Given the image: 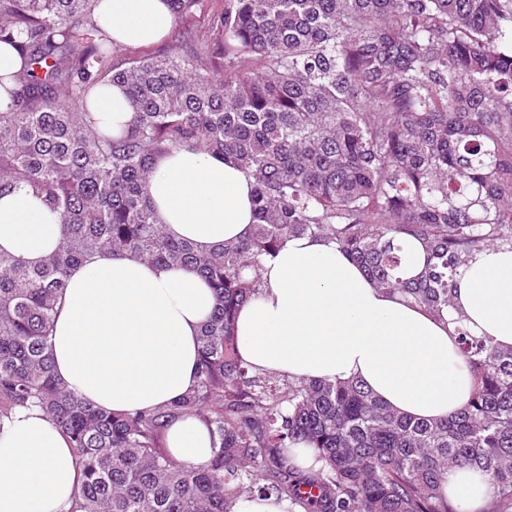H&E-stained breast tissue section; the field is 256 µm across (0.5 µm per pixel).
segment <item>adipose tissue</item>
Masks as SVG:
<instances>
[{"label": "adipose tissue", "instance_id": "ef3b65f1", "mask_svg": "<svg viewBox=\"0 0 512 512\" xmlns=\"http://www.w3.org/2000/svg\"><path fill=\"white\" fill-rule=\"evenodd\" d=\"M99 27L120 46L148 45L174 25L171 0H99ZM103 129L119 132L132 108L119 85L91 95ZM148 195L159 224L201 252L246 237L250 179L233 161L181 146L154 162ZM62 226L32 191L0 196V249L36 264ZM258 297L235 321L237 351L254 368L291 379L356 380L398 411L448 416L468 399L471 375L454 325L374 288L336 242L293 237L264 265ZM454 300L470 333L512 347V250L490 248L456 280ZM199 276L130 256L96 254L74 267L51 335L53 369L94 407L134 413L178 400L195 382L198 336L214 307ZM166 443L173 458L201 464L211 455L206 425L177 418ZM78 485L67 438L36 407L0 421V512H70ZM445 494L481 512L487 476L449 472Z\"/></svg>", "mask_w": 512, "mask_h": 512}]
</instances>
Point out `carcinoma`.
<instances>
[{
    "label": "carcinoma",
    "mask_w": 512,
    "mask_h": 512,
    "mask_svg": "<svg viewBox=\"0 0 512 512\" xmlns=\"http://www.w3.org/2000/svg\"><path fill=\"white\" fill-rule=\"evenodd\" d=\"M98 0H0V42L22 61L0 111V196L31 188L62 237L39 264L0 252V420L40 408L68 438L82 481L71 512H232L250 494L287 512H463L448 471L488 477L512 506V348L454 328L474 378L458 411L401 415L358 381H290L236 349L238 308L291 237L336 244L372 284L435 316L454 306L474 255L512 248V0H178L224 37L112 65ZM118 83L133 108L120 134L77 105ZM189 145L253 180L250 236L207 254L169 238L146 186L156 157ZM424 249L402 276L404 244ZM97 253L186 270L215 295L196 383L177 402L116 414L52 370L50 339L69 269ZM203 420V464L174 461L166 431ZM303 443L321 466L290 463Z\"/></svg>",
    "instance_id": "carcinoma-1"
}]
</instances>
